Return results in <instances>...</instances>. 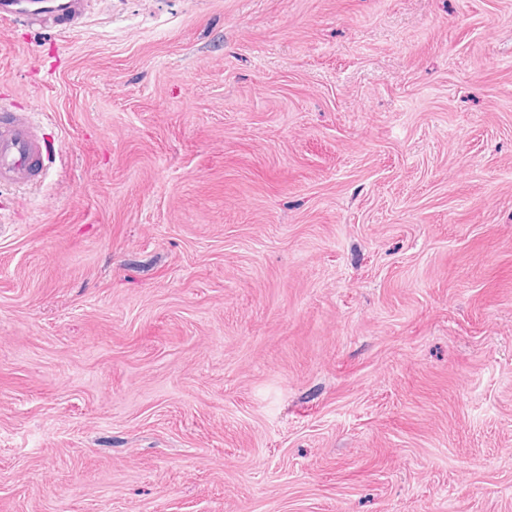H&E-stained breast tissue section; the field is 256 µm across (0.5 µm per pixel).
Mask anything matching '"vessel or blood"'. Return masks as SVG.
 I'll return each instance as SVG.
<instances>
[{
	"label": "vessel or blood",
	"mask_w": 512,
	"mask_h": 512,
	"mask_svg": "<svg viewBox=\"0 0 512 512\" xmlns=\"http://www.w3.org/2000/svg\"><path fill=\"white\" fill-rule=\"evenodd\" d=\"M82 9V0H0V20L34 22L50 17L66 30ZM50 153V145L36 131L29 113L0 105V183L38 184Z\"/></svg>",
	"instance_id": "vessel-or-blood-1"
}]
</instances>
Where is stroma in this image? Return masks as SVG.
<instances>
[{
  "mask_svg": "<svg viewBox=\"0 0 512 512\" xmlns=\"http://www.w3.org/2000/svg\"><path fill=\"white\" fill-rule=\"evenodd\" d=\"M0 512H512V0L0 21ZM51 150L28 112L0 105V183L18 187L38 184Z\"/></svg>",
  "mask_w": 512,
  "mask_h": 512,
  "instance_id": "stroma-1",
  "label": "stroma"
}]
</instances>
